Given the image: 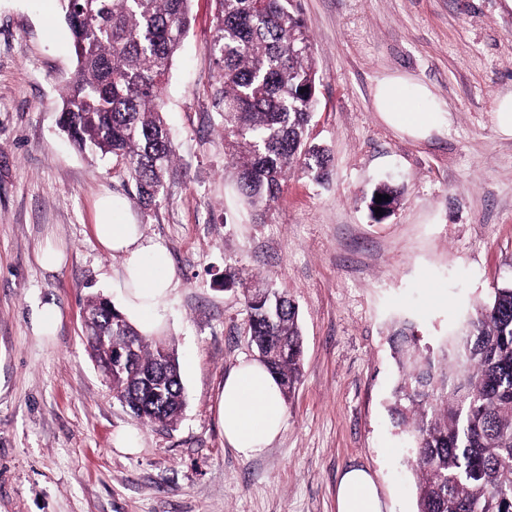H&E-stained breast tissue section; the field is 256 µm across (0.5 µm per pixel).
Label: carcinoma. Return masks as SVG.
<instances>
[{
	"label": "carcinoma",
	"instance_id": "carcinoma-1",
	"mask_svg": "<svg viewBox=\"0 0 512 512\" xmlns=\"http://www.w3.org/2000/svg\"><path fill=\"white\" fill-rule=\"evenodd\" d=\"M191 0H61L78 80L61 99L60 128L81 151L124 162L136 199L160 205L175 148L163 86L190 23ZM214 99L239 194L269 209L299 165L326 179L330 157L309 141L317 88L309 36L293 0H214ZM389 196L381 203L375 195ZM402 199L379 183L368 209L383 219ZM382 208V213L375 210ZM246 331L288 399L301 374L296 304L285 291L245 287ZM92 358L143 424H172L184 407L174 348L145 336L98 297L87 300ZM136 340L128 354L123 337ZM400 378L390 411L412 443L416 512H512V283L480 303L454 336L434 344L397 323L390 335Z\"/></svg>",
	"mask_w": 512,
	"mask_h": 512
}]
</instances>
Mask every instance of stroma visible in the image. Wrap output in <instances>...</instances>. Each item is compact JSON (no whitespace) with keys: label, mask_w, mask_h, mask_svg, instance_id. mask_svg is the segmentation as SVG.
Instances as JSON below:
<instances>
[{"label":"stroma","mask_w":512,"mask_h":512,"mask_svg":"<svg viewBox=\"0 0 512 512\" xmlns=\"http://www.w3.org/2000/svg\"><path fill=\"white\" fill-rule=\"evenodd\" d=\"M319 77L310 137L332 163L326 183L293 169L267 211L235 190L214 106V0L193 20L163 99L175 158L163 200L143 209L124 164L80 153L58 128L77 80L59 0H0V512H336L344 471L373 475L386 512H415V472L389 412L399 378L394 321L449 335L512 280V137L493 121L512 89L507 0H297ZM408 74L443 111L423 140L373 109L377 82ZM403 189L375 222L364 197ZM123 198L144 241L171 258L172 291L156 312L186 396L171 426L141 424L115 399L85 339L89 297L122 305L123 258L92 224L103 194ZM63 249V267L39 256ZM287 291L304 359L279 436L244 459L224 441L217 404L239 360L241 283ZM54 302L53 338L36 335ZM136 431L130 453L115 444ZM59 320V310L54 303H44L37 310L33 326L41 336L54 335Z\"/></svg>","instance_id":"35a3bbf8"}]
</instances>
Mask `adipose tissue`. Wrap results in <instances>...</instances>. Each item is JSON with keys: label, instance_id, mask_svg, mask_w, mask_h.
Instances as JSON below:
<instances>
[{"label": "adipose tissue", "instance_id": "adipose-tissue-1", "mask_svg": "<svg viewBox=\"0 0 512 512\" xmlns=\"http://www.w3.org/2000/svg\"><path fill=\"white\" fill-rule=\"evenodd\" d=\"M431 96V90L412 76L393 74L378 82L373 105L386 123L422 138L429 133L431 120L427 114L415 111L411 100ZM115 205L109 196L99 200L94 236L105 252L123 255L125 312L139 319L143 333L152 334L159 331L160 324L151 313L171 290L169 257L165 249L143 242L137 224L113 220ZM218 413L224 440L239 456L252 458L267 449L280 432L284 401L276 379L263 363L243 361L228 374ZM336 509L383 512L378 487L367 470L353 468L343 474L336 491Z\"/></svg>", "mask_w": 512, "mask_h": 512}]
</instances>
